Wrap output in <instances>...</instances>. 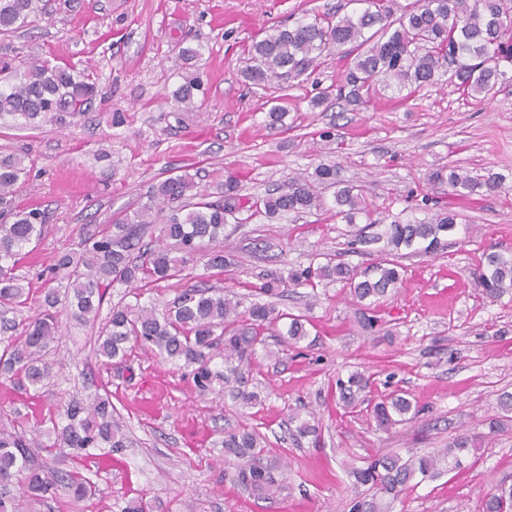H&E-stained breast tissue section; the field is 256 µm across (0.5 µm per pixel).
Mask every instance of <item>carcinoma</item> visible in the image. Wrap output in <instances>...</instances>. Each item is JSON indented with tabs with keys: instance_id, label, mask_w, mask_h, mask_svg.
<instances>
[{
	"instance_id": "carcinoma-1",
	"label": "carcinoma",
	"mask_w": 512,
	"mask_h": 512,
	"mask_svg": "<svg viewBox=\"0 0 512 512\" xmlns=\"http://www.w3.org/2000/svg\"><path fill=\"white\" fill-rule=\"evenodd\" d=\"M355 2L362 5L358 12L316 15L292 27L266 30L248 47L241 69L245 81L267 88L285 77L299 79L317 69L330 50L348 45L350 53L336 91L318 93L310 100L311 107L323 106L333 94L354 110L390 88L412 96L434 84L445 68L448 83L467 97L485 98L512 87V0H411L397 8L391 6L395 0ZM43 9V0H0V33L16 31ZM202 54L200 45L181 48L185 74L171 96L177 112L199 108L202 81L192 67ZM96 93L92 73L31 57L22 68L0 77V127L61 124L65 117L83 111ZM26 175L23 158L0 155V205L10 218L0 224V377L32 388L43 386L51 376L45 355L60 335L61 314L69 309L97 326L96 355L123 361L128 357L127 343L133 341L181 362L200 393L228 394L244 405L256 406L262 400L248 390L246 370L257 349L276 355L265 334L284 320L280 336L284 343L296 345L309 335L310 321L272 303L253 302L252 296L336 283L356 299L362 329L373 332L380 324L378 301L403 283L402 251L435 255L458 224L452 210L434 218L396 215L386 224L375 216L376 209L361 186L342 180L334 165L320 164L312 173L293 176L284 187L255 197L240 194L239 179L231 173L220 184L216 201L209 200L199 190L195 175L185 170L151 185L136 208L113 215L106 227L58 256L55 266L65 272L64 282L45 288L33 317L24 313L30 289L15 270L23 251L39 245L46 215L38 208L7 205V197ZM429 179L448 184L452 194L460 197L480 190L494 193L503 185V177L496 174L464 175L452 165L432 172ZM323 186L334 189L330 204ZM329 211L351 227L350 252L364 255L369 246H376L374 262L362 266L329 259L315 267L293 269L286 276L271 270L261 284L245 282V292L232 295L215 286H192L183 289L169 309L140 302L143 290L181 276L194 259L203 260L206 270L219 274L232 266L220 241L224 227L232 222ZM150 226L159 232V245L144 249L141 239ZM471 275L484 301H501L512 294V253H482ZM116 284L133 289L135 302L121 297L99 325V309ZM217 358L219 367L214 365ZM372 385L371 375L363 372L337 378L339 404L346 410L367 404L382 430L419 413L402 390L381 394L375 401L362 398ZM113 412L107 397L88 403L72 397L57 416L49 418L47 434L54 441L46 446L26 439L13 427L1 426L0 486L5 488L14 480L21 483V498L29 506L43 503L56 488L77 502L92 498L99 492L95 482L76 468L43 469L36 462L37 452L85 460L123 447V433ZM218 444L224 448V457L233 459L234 468L227 474L233 483L268 499L283 491L273 469L264 463L263 438L257 430H228ZM479 449L477 439L458 435L433 453L367 457L349 466V512H389L392 502L405 499L421 484L469 466ZM483 512H512V485H496L484 500Z\"/></svg>"
}]
</instances>
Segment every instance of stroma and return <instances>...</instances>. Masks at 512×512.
I'll return each mask as SVG.
<instances>
[{
  "label": "stroma",
  "mask_w": 512,
  "mask_h": 512,
  "mask_svg": "<svg viewBox=\"0 0 512 512\" xmlns=\"http://www.w3.org/2000/svg\"><path fill=\"white\" fill-rule=\"evenodd\" d=\"M352 9L350 0H48L45 17L0 35V60L12 67L38 56L92 68L98 84L89 110L65 123L0 130V153L20 155L28 169L13 205L37 206L47 216L43 240L16 268L34 297L54 278L61 252L113 213L136 207L179 167L196 173L207 192L236 172L243 193L262 195L333 162L380 212L421 218L447 208L470 227L450 236L440 254L404 258L402 286L378 306V333L360 327L339 285L321 287L312 306L304 287L277 298L283 311L308 312L312 327L279 357L254 356L250 376L269 396L253 408L200 394L176 363L150 351L133 348L121 363L97 357L90 325L63 318L45 356L53 366L47 385L0 379V425L23 416L33 438L72 394H106L126 441L108 457L79 462L99 486L97 496L78 504L59 496L50 512H118L137 496L155 502V512H348L350 458L426 452L459 433L480 436L481 459L420 485L403 512H482L492 487L512 484V423L489 430L501 414L499 395L512 393V301L483 302L470 275L483 251L512 252V91L479 102L442 81L406 100L387 92L355 111L310 108L312 96L339 80L340 48L306 81H282L274 92L241 76L248 46L265 29ZM185 43L204 48L197 64L204 103L201 111L176 113L167 97L181 82ZM276 104L288 109L285 126L269 122ZM116 112L124 117L118 126L111 123ZM327 129L340 145L333 154L318 144ZM103 151L109 159H100ZM451 163L503 174L505 187L461 198L427 182L428 172ZM346 230L327 214L315 223L291 216L228 225L224 248L237 260L229 277L207 275L194 261L143 299L164 306L202 280L255 283L318 254L359 263L346 251ZM357 369L373 374L376 392L407 391L418 415L385 432L365 409L341 408L334 381ZM295 408L314 414L319 437L292 435L288 413ZM242 427L265 436L268 460L288 487L279 498L264 500L228 481L230 466L214 442Z\"/></svg>",
  "instance_id": "obj_1"
}]
</instances>
